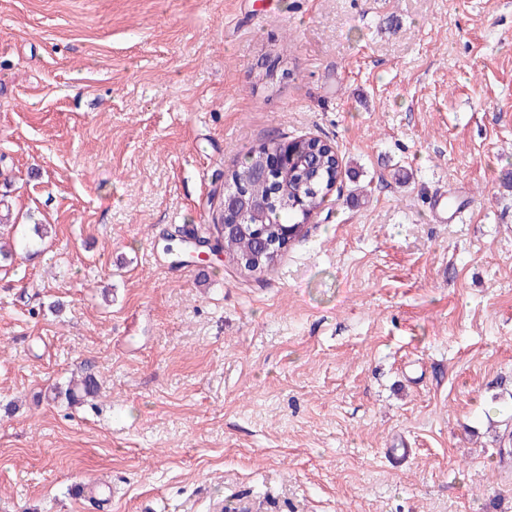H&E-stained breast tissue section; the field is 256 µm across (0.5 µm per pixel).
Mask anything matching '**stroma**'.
<instances>
[{"label":"stroma","mask_w":512,"mask_h":512,"mask_svg":"<svg viewBox=\"0 0 512 512\" xmlns=\"http://www.w3.org/2000/svg\"><path fill=\"white\" fill-rule=\"evenodd\" d=\"M310 137L272 270L183 257ZM0 237V512H512V0H0ZM297 146L301 151L282 176L273 173L264 180L257 178L255 171L259 168L257 173L265 177L284 166L295 154L293 144L266 146L264 166L261 155L250 151L228 171L229 187L256 201L258 206L247 215L242 227L224 236L234 224H241L252 208L243 195L225 190L220 198L222 210L218 206L212 224L214 244L221 246L224 236V249L237 256L241 269L249 273L262 274L275 266L282 254L274 253L286 241L284 224H299L298 233L346 173L343 158L330 144L306 138Z\"/></svg>","instance_id":"obj_1"}]
</instances>
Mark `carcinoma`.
Instances as JSON below:
<instances>
[{"mask_svg":"<svg viewBox=\"0 0 512 512\" xmlns=\"http://www.w3.org/2000/svg\"><path fill=\"white\" fill-rule=\"evenodd\" d=\"M301 151L283 175L271 174L262 179L255 171L263 158L248 152L228 171L226 182L248 199L258 203L243 226L230 234L224 230V211H216L213 227L214 244L224 245L241 261L242 269L262 274L271 270L281 257L277 250L286 241L284 225H303L316 213L342 182L343 158L330 144L318 138L300 140ZM95 376L86 374L65 390L66 399L75 401L97 391Z\"/></svg>","mask_w":512,"mask_h":512,"instance_id":"carcinoma-1","label":"carcinoma"}]
</instances>
